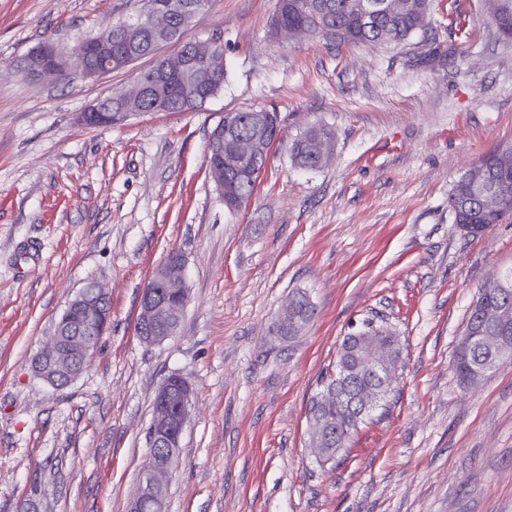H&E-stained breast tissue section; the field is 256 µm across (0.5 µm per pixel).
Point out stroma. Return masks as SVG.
Masks as SVG:
<instances>
[{
    "instance_id": "35a3bbf8",
    "label": "stroma",
    "mask_w": 512,
    "mask_h": 512,
    "mask_svg": "<svg viewBox=\"0 0 512 512\" xmlns=\"http://www.w3.org/2000/svg\"><path fill=\"white\" fill-rule=\"evenodd\" d=\"M276 0H212L194 38H221L223 89L187 112L110 128L79 120L147 69L36 81L42 42L69 50L132 16L136 0H0V512H127L148 459L152 403L173 375L193 407L167 512H512V362L462 389L453 369L471 306L512 269V219L472 236L453 183L512 143V45L484 0H433L399 44L287 43ZM466 50L456 71L434 48ZM278 112L279 138L245 204L207 171L224 113ZM329 128L332 159L293 165L292 143ZM172 253L189 298L175 336L136 333L141 291ZM112 302L86 372L55 388L30 360L88 281ZM305 292L315 318L270 329ZM400 338L381 419L335 469L310 448L307 409L364 319Z\"/></svg>"
}]
</instances>
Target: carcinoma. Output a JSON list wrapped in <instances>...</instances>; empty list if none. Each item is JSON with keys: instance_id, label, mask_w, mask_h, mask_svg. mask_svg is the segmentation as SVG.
<instances>
[{"instance_id": "obj_1", "label": "carcinoma", "mask_w": 512, "mask_h": 512, "mask_svg": "<svg viewBox=\"0 0 512 512\" xmlns=\"http://www.w3.org/2000/svg\"><path fill=\"white\" fill-rule=\"evenodd\" d=\"M170 14L174 25L180 24L184 9L194 3H204L209 7L211 0H159ZM431 0H414L411 9L375 13L365 19L357 9L358 0H277L274 15L270 21L272 32L294 34L299 38L320 36L323 39L343 44L363 43H401L422 28L424 16L428 15ZM487 12L495 26L499 38L512 42V0H486ZM213 57L218 61L216 69L199 74L195 79L197 90L209 97H214L224 88L227 71L224 65V43L221 39L209 40ZM136 52L138 59L152 56L153 38L146 29L129 28L120 37H112V70H124L118 61L130 52ZM142 79L152 86L148 93L134 103L129 109L125 102L104 103L112 110V124L117 125L135 115V111L144 112H186L202 105L194 101L186 92L182 81L170 77L158 84L154 81L153 68L140 72ZM252 110L229 113L235 123L231 139L225 138L224 131L213 127L208 138V167L224 165L230 147V140L251 138L254 128L250 117ZM266 118L265 141L262 151L251 157L248 163L262 170L265 168L271 148L278 137L277 113L264 111ZM332 133L325 126L308 128L298 138L291 149L294 164L305 170H318L324 166L319 152L320 146L331 142ZM498 198V204L489 206L486 197ZM448 203L457 224H470L485 231L494 224H501L512 218V145H506L489 153L481 162L469 169L454 184ZM506 282L501 285H486L479 292V297L469 312L465 331L485 323L486 315L501 307L512 308V271L502 274ZM293 310L285 321H276L273 335L280 340L293 339L300 334L303 327L311 322L315 309L309 296L298 291L291 298ZM61 321L68 335L79 337L98 348L105 331L101 322H85L78 310H70L61 315ZM376 343L393 349L396 357H401L400 344L395 333L375 326L369 321L364 324V331L358 335L348 334L342 338L336 355L334 372H328L322 379L323 390L332 391L342 384V371L351 373L353 380L358 376L353 373L356 360L370 344ZM512 360V331L499 349H483L474 346L470 350L458 348L455 354L456 374L459 383L470 386L478 377L482 364L496 367ZM309 414L329 422L332 431L343 434L352 425L354 412L349 405L331 397L322 403H312ZM347 448L336 447V442L323 444L317 457L320 465L336 466L346 453Z\"/></svg>"}]
</instances>
